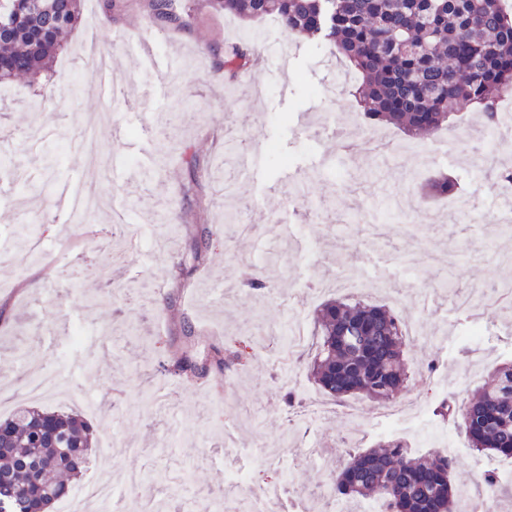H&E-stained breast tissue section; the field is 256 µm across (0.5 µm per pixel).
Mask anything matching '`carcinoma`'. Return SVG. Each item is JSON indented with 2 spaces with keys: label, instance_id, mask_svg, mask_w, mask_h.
<instances>
[{
  "label": "carcinoma",
  "instance_id": "cac0c4a2",
  "mask_svg": "<svg viewBox=\"0 0 512 512\" xmlns=\"http://www.w3.org/2000/svg\"><path fill=\"white\" fill-rule=\"evenodd\" d=\"M214 12L251 22L273 17L288 36L320 37L362 76L359 95L369 123L435 135L448 116L481 108L485 126L500 122L497 103L512 90V13L502 0H201ZM154 21L172 30L190 27L186 0H147ZM81 0H0V84L19 76L58 93L52 63L80 21ZM257 37L225 46L219 61L233 79L254 67ZM452 179L426 182L435 196L455 189ZM211 230L197 228L190 254L208 263ZM404 321L391 308L332 298L316 310L315 353L305 360L314 383L341 403L362 395L379 404L399 398L415 378L404 359ZM225 367L223 350L184 351L163 370L203 380ZM471 447L512 457V364L494 370L455 410ZM12 429L0 445V512H31L32 497L16 494L33 475L49 488L48 508L68 490L66 480L86 470L93 448L91 423L81 414L20 407L0 421ZM454 460L435 450L417 455L401 441L381 439L348 452L336 468V496L377 498L385 512H458Z\"/></svg>",
  "mask_w": 512,
  "mask_h": 512
}]
</instances>
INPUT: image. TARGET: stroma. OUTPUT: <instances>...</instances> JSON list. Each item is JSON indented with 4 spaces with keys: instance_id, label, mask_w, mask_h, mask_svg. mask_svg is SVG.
<instances>
[{
    "instance_id": "1",
    "label": "stroma",
    "mask_w": 512,
    "mask_h": 512,
    "mask_svg": "<svg viewBox=\"0 0 512 512\" xmlns=\"http://www.w3.org/2000/svg\"><path fill=\"white\" fill-rule=\"evenodd\" d=\"M100 31V47L111 54L127 85L116 97L101 92L93 71L77 54L87 28ZM255 69L267 94L255 96L241 82L225 85L216 55L242 34L238 19L196 11L189 30H156L146 11L134 5L109 14L103 0H84L82 18L68 48L53 63L57 80L69 83L65 96L32 103L39 93L25 80L0 86V419L19 405L30 379L56 373L65 394L38 400L47 409L83 411L80 395L96 406L89 414L97 446L87 485L97 478L117 485V512H207L225 503L224 469L248 473L259 486L281 480L275 460L258 453V440L287 448L290 485L275 512H295L303 502H321L322 484L345 447L366 449L378 438L376 405L350 398L334 404L311 382L327 408L312 436L292 433L303 406H290V392L276 379L289 361L275 364L259 356V346L276 350L293 315L313 321L315 304L306 290L331 278L338 253L346 269L367 282L384 284L367 302L417 315L421 338H407L404 357L418 385L413 398V434L427 448L447 438L459 446L453 481L475 488L479 469L501 465L469 448L461 430L436 412L443 399L462 400L487 381L496 365L512 362V228L499 218L503 188L495 170L512 168V149L483 153L481 112H461L454 127L436 136H405L380 125L387 143L422 146L419 157L397 163L376 157L359 141L354 157L336 149L334 128L347 124L357 105L349 95L358 76L338 61L324 40L294 39L288 62H281L284 36L276 21L256 22ZM156 33L153 58L140 43ZM181 60L164 71L168 56ZM343 76L333 98L328 67ZM122 125L124 136L90 146L88 135L102 117ZM233 125L249 138L252 168H229L232 193L209 178L224 161V130ZM197 153L196 177L183 163L185 147ZM144 167L150 180L139 197L128 192L126 176ZM417 168L419 178L407 177ZM445 174L456 181L454 197L470 211L459 214L447 200L422 187L424 178ZM68 186L95 191L101 201L87 223L75 225L57 205ZM398 196L403 220L364 224L356 215L372 199ZM127 209L122 230L127 257L112 262L95 228ZM200 224H219L210 240L207 266L183 263ZM276 291L275 297L242 283L245 264ZM433 289L432 307L397 305L395 294L409 281ZM485 305L473 310L475 289ZM92 330L90 341L72 346L55 336L59 321ZM200 334L186 340L183 321ZM111 335H102L104 326ZM225 350V376L232 390L190 385L158 373L159 362H174L187 345L205 351L212 341ZM167 386L168 413L153 404L158 386ZM241 450L228 460L226 445Z\"/></svg>"
}]
</instances>
